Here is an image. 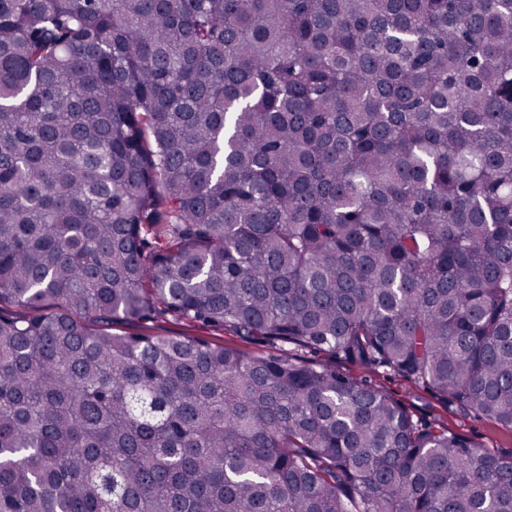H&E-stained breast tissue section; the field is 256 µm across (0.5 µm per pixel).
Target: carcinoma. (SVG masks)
I'll use <instances>...</instances> for the list:
<instances>
[{
	"label": "carcinoma",
	"mask_w": 512,
	"mask_h": 512,
	"mask_svg": "<svg viewBox=\"0 0 512 512\" xmlns=\"http://www.w3.org/2000/svg\"><path fill=\"white\" fill-rule=\"evenodd\" d=\"M300 351L512 430V0H0V512H512ZM112 332L126 334H152L157 336H191L224 347L238 349L251 354L276 353L271 345L264 341H245L232 332L203 325H188L177 317L155 312L147 320L139 323H120L112 327Z\"/></svg>",
	"instance_id": "obj_1"
}]
</instances>
